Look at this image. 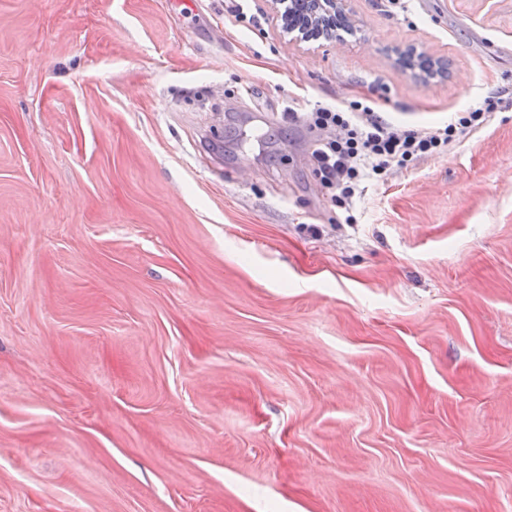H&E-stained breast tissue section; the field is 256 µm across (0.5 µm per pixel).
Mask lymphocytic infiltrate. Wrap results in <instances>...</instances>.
Wrapping results in <instances>:
<instances>
[{
    "instance_id": "f902f5d3",
    "label": "lymphocytic infiltrate",
    "mask_w": 512,
    "mask_h": 512,
    "mask_svg": "<svg viewBox=\"0 0 512 512\" xmlns=\"http://www.w3.org/2000/svg\"><path fill=\"white\" fill-rule=\"evenodd\" d=\"M504 104L489 96L445 126L425 130L397 126L372 107L317 106L302 119L313 134L312 157L332 201L349 206L369 180H383L392 172L447 151L457 135L478 130Z\"/></svg>"
}]
</instances>
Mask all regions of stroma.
Masks as SVG:
<instances>
[{
	"instance_id": "35a3bbf8",
	"label": "stroma",
	"mask_w": 512,
	"mask_h": 512,
	"mask_svg": "<svg viewBox=\"0 0 512 512\" xmlns=\"http://www.w3.org/2000/svg\"><path fill=\"white\" fill-rule=\"evenodd\" d=\"M348 5L0 0V512H512V105L348 210L286 118L512 96V0ZM344 2L346 0H311L305 1L309 7L308 19L303 22H290L286 18V23L291 31H298L305 36L307 41H317L321 38L329 39L336 34V30L348 28L351 25L350 14L346 11ZM319 14L318 24L313 25L311 16ZM398 64L406 71L419 70L428 77L448 75V67L442 60L424 52H418L414 47L399 51Z\"/></svg>"
}]
</instances>
